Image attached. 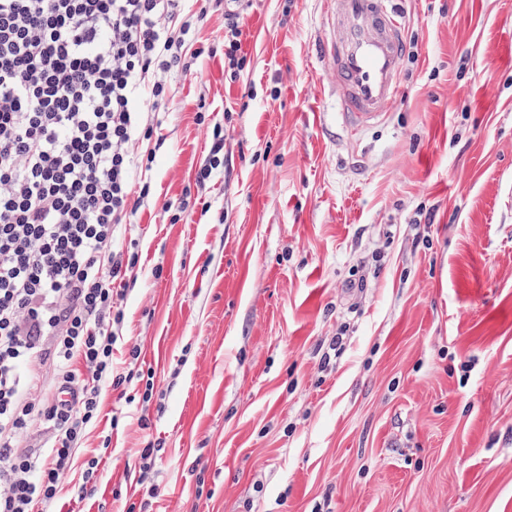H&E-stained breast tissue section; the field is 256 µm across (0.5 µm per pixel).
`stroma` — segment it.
Listing matches in <instances>:
<instances>
[{"instance_id": "obj_1", "label": "stroma", "mask_w": 512, "mask_h": 512, "mask_svg": "<svg viewBox=\"0 0 512 512\" xmlns=\"http://www.w3.org/2000/svg\"><path fill=\"white\" fill-rule=\"evenodd\" d=\"M398 9L418 58L358 136L312 56L324 0H250V70L225 81L219 54L175 80L123 236L114 357L138 345L136 377L52 512H512V0ZM203 107L224 168L200 187ZM186 191L206 207L171 223ZM94 457L98 494L73 503Z\"/></svg>"}]
</instances>
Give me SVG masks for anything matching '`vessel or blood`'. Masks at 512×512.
I'll use <instances>...</instances> for the list:
<instances>
[{
  "label": "vessel or blood",
  "instance_id": "1",
  "mask_svg": "<svg viewBox=\"0 0 512 512\" xmlns=\"http://www.w3.org/2000/svg\"><path fill=\"white\" fill-rule=\"evenodd\" d=\"M392 0H326L330 34L316 57L333 79L336 104L350 134L384 120L401 92L405 28Z\"/></svg>",
  "mask_w": 512,
  "mask_h": 512
}]
</instances>
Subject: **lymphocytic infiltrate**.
Here are the masks:
<instances>
[{"instance_id":"1","label":"lymphocytic infiltrate","mask_w":512,"mask_h":512,"mask_svg":"<svg viewBox=\"0 0 512 512\" xmlns=\"http://www.w3.org/2000/svg\"><path fill=\"white\" fill-rule=\"evenodd\" d=\"M223 0H0V512H43L95 426L137 254L120 241L151 192L134 171L175 76ZM224 10V75L250 69ZM73 389L72 402L44 396ZM44 451L20 448L32 428Z\"/></svg>"}]
</instances>
